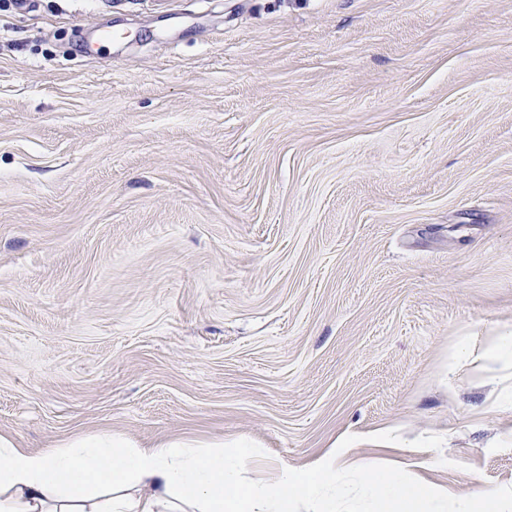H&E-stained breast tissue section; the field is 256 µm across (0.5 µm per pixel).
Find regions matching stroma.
I'll return each mask as SVG.
<instances>
[{
	"mask_svg": "<svg viewBox=\"0 0 512 512\" xmlns=\"http://www.w3.org/2000/svg\"><path fill=\"white\" fill-rule=\"evenodd\" d=\"M510 334L512 0H0V435L512 512ZM364 488L368 489L385 512H434L430 510L429 499L408 484L398 471L379 476L370 464H364L355 471ZM499 497L498 490L484 488L481 491L465 495L461 498L459 512H491L494 511V504Z\"/></svg>",
	"mask_w": 512,
	"mask_h": 512,
	"instance_id": "35a3bbf8",
	"label": "stroma"
}]
</instances>
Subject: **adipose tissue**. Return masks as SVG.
<instances>
[{
    "mask_svg": "<svg viewBox=\"0 0 512 512\" xmlns=\"http://www.w3.org/2000/svg\"><path fill=\"white\" fill-rule=\"evenodd\" d=\"M252 445L202 450L184 441L152 447L101 432L41 452L0 435V512H336L340 474L317 463L282 470L271 481L241 485ZM358 477L383 512H431L429 501L400 472L378 475L369 464Z\"/></svg>",
    "mask_w": 512,
    "mask_h": 512,
    "instance_id": "adipose-tissue-1",
    "label": "adipose tissue"
}]
</instances>
